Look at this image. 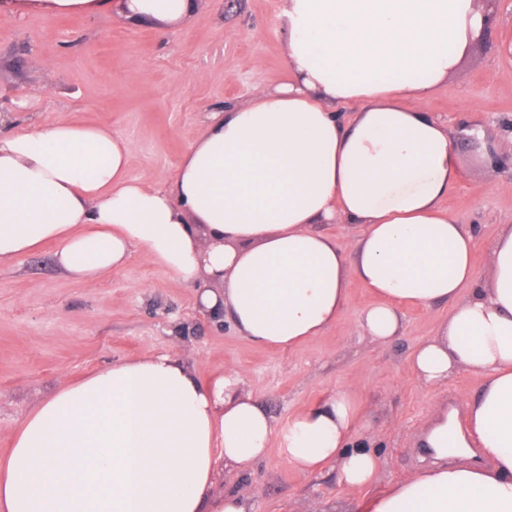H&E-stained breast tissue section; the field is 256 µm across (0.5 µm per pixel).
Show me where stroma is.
I'll return each mask as SVG.
<instances>
[{
	"label": "stroma",
	"mask_w": 512,
	"mask_h": 512,
	"mask_svg": "<svg viewBox=\"0 0 512 512\" xmlns=\"http://www.w3.org/2000/svg\"><path fill=\"white\" fill-rule=\"evenodd\" d=\"M281 0H201L169 37L121 17H0V113L28 131L56 121L102 125L133 146L128 174L162 183L175 172L215 107L245 104L254 86L288 79ZM512 0H497L495 23L441 84L428 113L448 128L462 169L443 206L477 237V276H485L501 225L512 224V188L488 153L512 156ZM52 246L0 270V464L12 432L43 398L87 372L148 351L171 352L197 378H239V390L278 424L339 390L357 396L369 432L353 446L379 460L371 486L341 485L334 467L307 478L271 447L242 475L221 473L219 488L256 497V512H357L366 496L422 471L412 456L433 416L481 387L461 371L425 391L409 356L434 336L450 303L402 310L404 328L388 343L359 336L355 321L371 301L350 280L343 313L320 336L292 350L251 343L231 323L200 310L196 292L139 255L111 274L77 281L54 265Z\"/></svg>",
	"instance_id": "stroma-1"
}]
</instances>
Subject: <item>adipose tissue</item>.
Masks as SVG:
<instances>
[{"instance_id":"obj_1","label":"adipose tissue","mask_w":512,"mask_h":512,"mask_svg":"<svg viewBox=\"0 0 512 512\" xmlns=\"http://www.w3.org/2000/svg\"><path fill=\"white\" fill-rule=\"evenodd\" d=\"M196 0H0L22 17L120 15L160 34ZM288 82L219 107L163 184L128 175L131 143L110 129L54 122L0 131V266L55 244V264L95 280L132 254L194 288L251 342L294 348L340 318L346 285L374 301L358 333L378 343L399 308L453 309L411 355L425 388L459 370L482 385L468 404L486 459L445 466L363 500L359 512H512V224L477 278L472 228L440 205L462 177L446 127L426 105L492 22L477 0H282ZM353 110L352 117L340 107ZM328 224L356 229L345 254ZM350 391L278 426L226 376L199 380L173 354L91 371L40 401L0 465V512H255L216 488L273 440L302 475L335 463L341 483H372L378 460L352 447Z\"/></svg>"}]
</instances>
